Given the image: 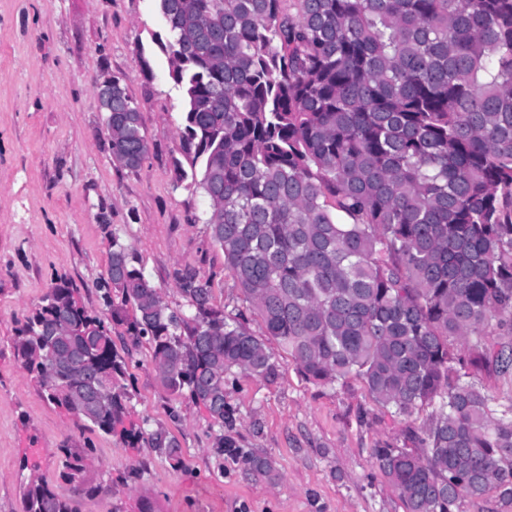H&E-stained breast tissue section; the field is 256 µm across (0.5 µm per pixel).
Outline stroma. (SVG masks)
Segmentation results:
<instances>
[{
    "label": "stroma",
    "instance_id": "1",
    "mask_svg": "<svg viewBox=\"0 0 512 512\" xmlns=\"http://www.w3.org/2000/svg\"><path fill=\"white\" fill-rule=\"evenodd\" d=\"M163 32L157 0H0V512H23L22 491L38 477L70 495L59 452L86 444L91 480L112 491L84 497L81 512H138L145 499L156 512H404L372 450L402 444L406 420L379 411L358 381L307 382L273 339L275 381L237 371L225 384L230 435L271 461L267 476L214 448L208 410L160 386L149 346L126 359L127 423L167 430L178 463L83 429L18 359L16 323L55 277L100 310L96 283L115 238L169 306L185 307L172 272L190 267L211 279L215 307L247 310L200 221L207 198L173 186L183 98L157 43ZM103 74L122 78L141 106L149 152L139 173L112 160L95 89Z\"/></svg>",
    "mask_w": 512,
    "mask_h": 512
}]
</instances>
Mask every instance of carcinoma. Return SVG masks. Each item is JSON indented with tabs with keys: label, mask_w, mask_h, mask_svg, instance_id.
Instances as JSON below:
<instances>
[{
	"label": "carcinoma",
	"mask_w": 512,
	"mask_h": 512,
	"mask_svg": "<svg viewBox=\"0 0 512 512\" xmlns=\"http://www.w3.org/2000/svg\"><path fill=\"white\" fill-rule=\"evenodd\" d=\"M160 48L181 91L189 165L174 188L203 192L204 223L262 336L310 383L360 381L411 422L372 449L404 512H453L494 493L512 505V404L472 371L512 370V0H157ZM112 160L148 152L139 104L112 77ZM187 309L132 264L119 239L101 278L105 313L57 279L15 330L47 399L107 435L126 405L112 321L127 306V353L148 342L162 387L206 405L214 445L244 452L225 398L234 370L267 380L279 361L212 283L173 272ZM476 353L464 360L460 348ZM137 437L172 460L162 429ZM89 448L63 449L68 498L26 485L23 512H79L111 487L85 478Z\"/></svg>",
	"instance_id": "carcinoma-1"
}]
</instances>
